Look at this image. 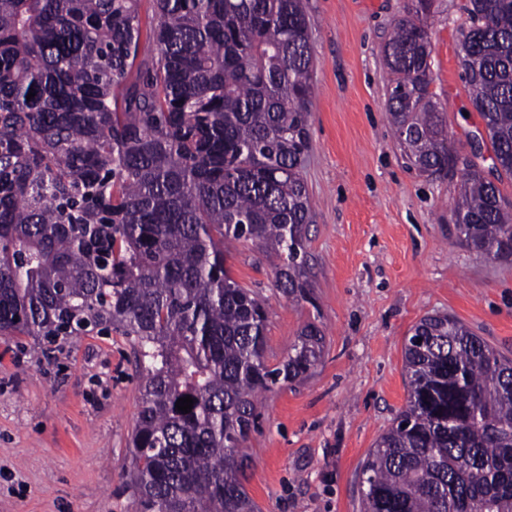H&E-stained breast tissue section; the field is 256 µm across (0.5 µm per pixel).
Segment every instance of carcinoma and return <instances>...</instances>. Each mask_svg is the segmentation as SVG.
Segmentation results:
<instances>
[{"label":"carcinoma","mask_w":512,"mask_h":512,"mask_svg":"<svg viewBox=\"0 0 512 512\" xmlns=\"http://www.w3.org/2000/svg\"><path fill=\"white\" fill-rule=\"evenodd\" d=\"M151 2L144 32L142 0H0V336L133 340L136 512H258L243 448L257 399L311 374L323 332L307 323L270 367L268 304L231 276L226 244L252 242L284 296L312 300L311 20L303 0ZM432 2L411 0L385 43L389 120L420 173L462 165L458 238L509 261L512 208L448 145L430 92ZM465 11L470 100L511 174L512 0ZM404 369L363 512H512V359L432 314Z\"/></svg>","instance_id":"carcinoma-1"}]
</instances>
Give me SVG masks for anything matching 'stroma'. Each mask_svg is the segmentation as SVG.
Segmentation results:
<instances>
[{"mask_svg":"<svg viewBox=\"0 0 512 512\" xmlns=\"http://www.w3.org/2000/svg\"><path fill=\"white\" fill-rule=\"evenodd\" d=\"M410 0H304L315 69L303 169L314 303L275 285L252 243L230 249L235 280L266 299L269 365L317 323L323 356L309 378L265 393L244 448L261 512H361L360 470L407 403L404 343L424 316L451 315L512 358V262L468 249L453 206L458 173L426 176L388 120L384 45ZM465 0H434L430 90L448 139L512 202L469 100L458 43ZM0 339V512H133L124 491L140 370L118 334L66 339L34 354Z\"/></svg>","mask_w":512,"mask_h":512,"instance_id":"stroma-1","label":"stroma"}]
</instances>
